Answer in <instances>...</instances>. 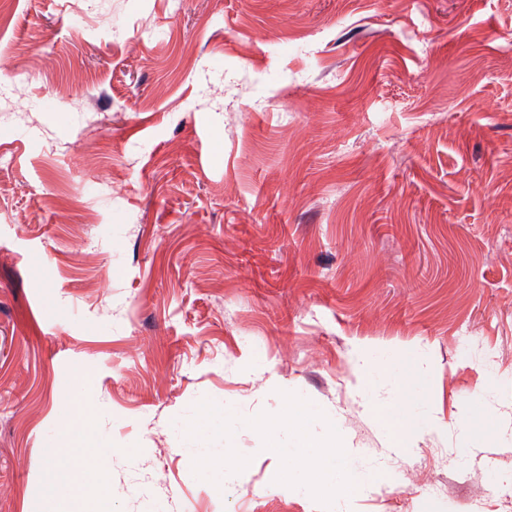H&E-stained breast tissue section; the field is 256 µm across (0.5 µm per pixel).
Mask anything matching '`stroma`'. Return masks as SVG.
Masks as SVG:
<instances>
[{"label": "stroma", "instance_id": "1", "mask_svg": "<svg viewBox=\"0 0 512 512\" xmlns=\"http://www.w3.org/2000/svg\"><path fill=\"white\" fill-rule=\"evenodd\" d=\"M0 10V512H70L44 453L86 401L112 512H512V439L458 438L512 416V0ZM286 392L384 484L275 483L245 421ZM204 398L231 442L186 438ZM228 445L219 495L193 460Z\"/></svg>", "mask_w": 512, "mask_h": 512}]
</instances>
